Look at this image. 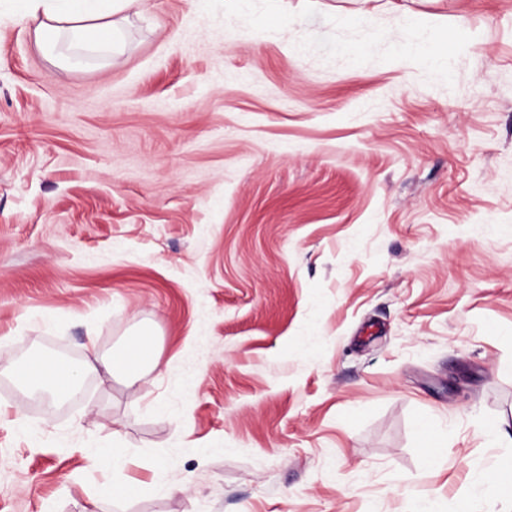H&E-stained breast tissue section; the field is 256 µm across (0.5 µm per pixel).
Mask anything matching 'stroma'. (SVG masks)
I'll return each mask as SVG.
<instances>
[{"mask_svg":"<svg viewBox=\"0 0 512 512\" xmlns=\"http://www.w3.org/2000/svg\"><path fill=\"white\" fill-rule=\"evenodd\" d=\"M269 8L147 0L115 57L0 0V362L160 353L53 413L0 374V512H455L512 474V0ZM433 15L447 64L400 63ZM115 441L138 498L97 494ZM496 487L495 473L483 469L478 480L469 488L462 497L457 512H471V504L474 499L491 495Z\"/></svg>","mask_w":512,"mask_h":512,"instance_id":"stroma-1","label":"stroma"}]
</instances>
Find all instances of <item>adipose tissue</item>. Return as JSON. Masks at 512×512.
Instances as JSON below:
<instances>
[{
	"mask_svg": "<svg viewBox=\"0 0 512 512\" xmlns=\"http://www.w3.org/2000/svg\"><path fill=\"white\" fill-rule=\"evenodd\" d=\"M146 0H20L24 18L35 21L37 40L66 32L83 46H101L119 52L122 43V13L144 7ZM160 365L159 350L153 330L133 331L107 359L92 356L79 366L62 358H31L7 369L17 384L29 393H45L59 402L75 392L83 376L105 370L108 376L135 384ZM127 449L94 448L89 452L92 465L112 471L113 479L102 484L98 494L103 498L133 497L140 493L139 484L129 480L124 470Z\"/></svg>",
	"mask_w": 512,
	"mask_h": 512,
	"instance_id": "ef3b65f1",
	"label": "adipose tissue"
}]
</instances>
